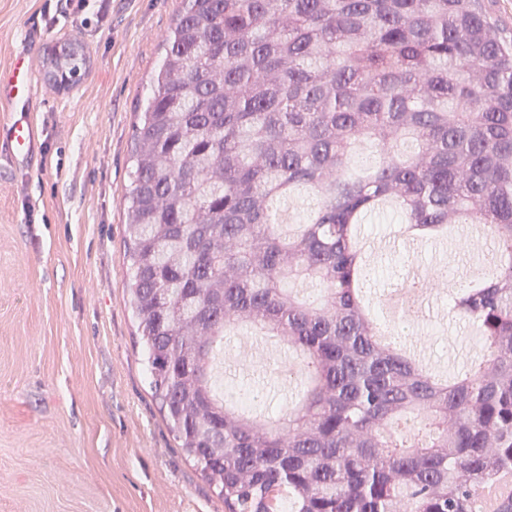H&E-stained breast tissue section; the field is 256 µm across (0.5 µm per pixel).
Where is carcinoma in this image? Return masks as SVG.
Segmentation results:
<instances>
[{
  "label": "carcinoma",
  "mask_w": 512,
  "mask_h": 512,
  "mask_svg": "<svg viewBox=\"0 0 512 512\" xmlns=\"http://www.w3.org/2000/svg\"><path fill=\"white\" fill-rule=\"evenodd\" d=\"M164 46L131 136L125 289L177 447L224 512H475L512 480V39L485 0H183ZM42 66L68 90L89 56L57 42ZM299 190L316 207L290 236L276 202ZM387 199L423 241L484 225L495 274L448 300L478 371L444 381L377 341L359 236ZM229 324L303 355L268 427L247 387L212 400Z\"/></svg>",
  "instance_id": "1"
}]
</instances>
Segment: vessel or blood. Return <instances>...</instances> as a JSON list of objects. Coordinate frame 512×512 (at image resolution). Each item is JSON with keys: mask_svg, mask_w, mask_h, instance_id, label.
I'll list each match as a JSON object with an SVG mask.
<instances>
[{"mask_svg": "<svg viewBox=\"0 0 512 512\" xmlns=\"http://www.w3.org/2000/svg\"><path fill=\"white\" fill-rule=\"evenodd\" d=\"M34 56L26 50L16 55L9 69L0 72V112L10 113V123L0 126V159L25 163L39 150V131L31 117L37 87Z\"/></svg>", "mask_w": 512, "mask_h": 512, "instance_id": "1", "label": "vessel or blood"}]
</instances>
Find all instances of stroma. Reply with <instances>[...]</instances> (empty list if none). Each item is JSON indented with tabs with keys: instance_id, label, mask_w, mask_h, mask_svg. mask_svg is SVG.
Instances as JSON below:
<instances>
[{
	"instance_id": "obj_1",
	"label": "stroma",
	"mask_w": 512,
	"mask_h": 512,
	"mask_svg": "<svg viewBox=\"0 0 512 512\" xmlns=\"http://www.w3.org/2000/svg\"><path fill=\"white\" fill-rule=\"evenodd\" d=\"M181 0H0V70L12 55L69 40L90 68L71 90L37 79L41 153L0 163V512H224L187 460L150 390L124 288L132 124ZM470 228L415 249L368 252L370 303L408 271L433 279L436 311L406 330L449 379L472 356L448 297L478 274ZM239 382L274 415L299 399L294 357L260 331L227 337Z\"/></svg>"
}]
</instances>
